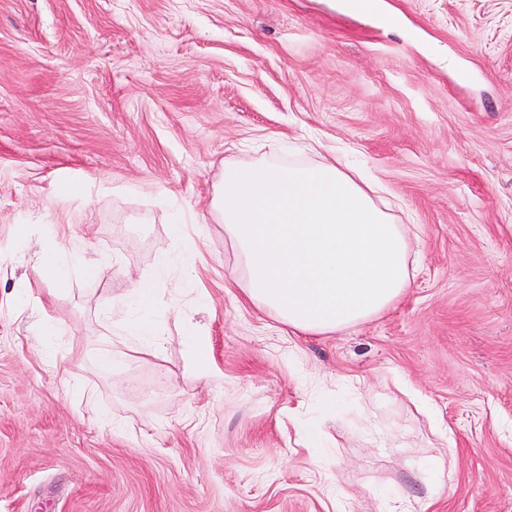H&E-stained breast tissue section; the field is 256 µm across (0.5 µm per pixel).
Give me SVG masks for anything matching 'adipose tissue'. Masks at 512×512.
Wrapping results in <instances>:
<instances>
[{"mask_svg":"<svg viewBox=\"0 0 512 512\" xmlns=\"http://www.w3.org/2000/svg\"><path fill=\"white\" fill-rule=\"evenodd\" d=\"M382 190L334 157L316 163L226 159L209 219L223 225L234 249V285L299 336L340 333L383 316L412 286V244L406 225L378 205ZM182 222L173 215L170 230L180 245L156 263L187 281L201 254L183 238ZM112 316L114 335L141 352H161L151 282L135 283L113 304Z\"/></svg>","mask_w":512,"mask_h":512,"instance_id":"1","label":"adipose tissue"}]
</instances>
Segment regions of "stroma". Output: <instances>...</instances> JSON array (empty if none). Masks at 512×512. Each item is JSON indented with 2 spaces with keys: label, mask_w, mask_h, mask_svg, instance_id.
Instances as JSON below:
<instances>
[{
  "label": "stroma",
  "mask_w": 512,
  "mask_h": 512,
  "mask_svg": "<svg viewBox=\"0 0 512 512\" xmlns=\"http://www.w3.org/2000/svg\"><path fill=\"white\" fill-rule=\"evenodd\" d=\"M308 139L413 219L395 309L294 335L230 287L214 223L194 290L157 278L169 214H206L225 158ZM56 239L62 284L40 268ZM138 278L157 358L112 334ZM395 492L512 512V0H0V512H381ZM74 263V254L63 241L46 249L41 257V266L52 268L61 279L70 275ZM186 336L188 344L193 351L191 359L192 369L200 377H210L212 375V366L207 358L201 357V353L205 348L204 337L201 336L197 330L191 326H188ZM427 473V481L431 494L439 495L446 488L445 476V460L443 457L433 458L425 466Z\"/></svg>",
  "instance_id": "stroma-1"
}]
</instances>
